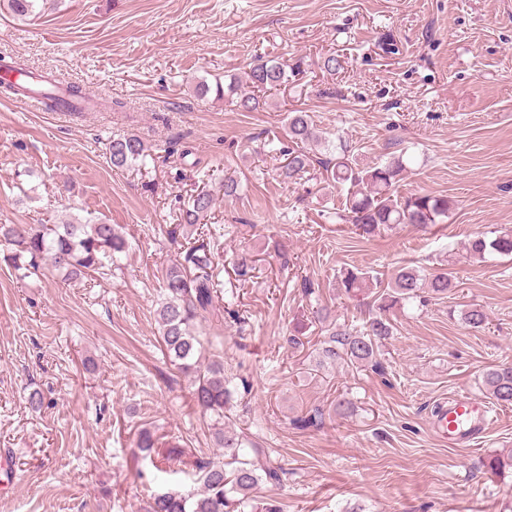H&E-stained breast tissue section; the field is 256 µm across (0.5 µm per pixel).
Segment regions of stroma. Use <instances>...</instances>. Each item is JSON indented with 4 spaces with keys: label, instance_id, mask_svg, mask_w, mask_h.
Returning <instances> with one entry per match:
<instances>
[{
    "label": "stroma",
    "instance_id": "stroma-1",
    "mask_svg": "<svg viewBox=\"0 0 512 512\" xmlns=\"http://www.w3.org/2000/svg\"><path fill=\"white\" fill-rule=\"evenodd\" d=\"M331 54L333 75L321 68ZM257 56L294 71L263 108L196 95ZM0 57L96 105L64 117L0 89V224L104 221L129 243L94 286L62 283L47 265L20 278L0 246V450L11 454L0 512H144L151 493L186 482L163 471L171 451L219 455L156 310L176 251L167 226L227 175L241 187L211 216L220 312L200 338L216 341L233 379L237 429L286 470L259 495L277 493L286 512H512V473L482 465L512 451V406H494L471 447L429 426L437 402L485 398L483 371L512 362V260L466 253L475 233L512 231V0H58L23 20L1 9ZM296 109L326 141L310 147L304 179L285 183L268 143ZM130 132L151 155L112 169L106 147ZM344 144L362 165L403 156L397 195L446 196L447 218L359 237L338 218L346 188L319 167ZM242 262L258 276L237 280ZM406 265L452 269L457 286L390 313L382 370L319 363L326 323L314 310L362 323L364 300L337 292L339 271L387 279ZM474 305L486 329L463 323ZM341 399L354 405L345 417ZM314 413L321 423L296 426ZM144 429L148 453L136 446Z\"/></svg>",
    "mask_w": 512,
    "mask_h": 512
}]
</instances>
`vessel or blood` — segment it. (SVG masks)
<instances>
[{
    "instance_id": "b4317fda",
    "label": "vessel or blood",
    "mask_w": 512,
    "mask_h": 512,
    "mask_svg": "<svg viewBox=\"0 0 512 512\" xmlns=\"http://www.w3.org/2000/svg\"><path fill=\"white\" fill-rule=\"evenodd\" d=\"M489 408L484 401L458 396L442 401L432 412L436 433L448 444L476 442L488 426Z\"/></svg>"
}]
</instances>
